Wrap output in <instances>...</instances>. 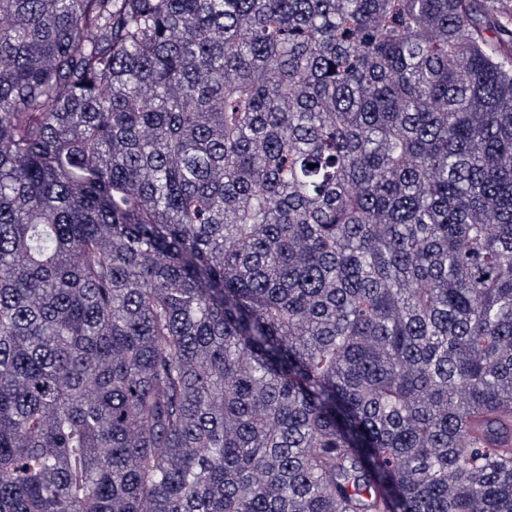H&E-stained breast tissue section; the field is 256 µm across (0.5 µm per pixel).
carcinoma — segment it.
<instances>
[{
    "instance_id": "1",
    "label": "carcinoma",
    "mask_w": 512,
    "mask_h": 512,
    "mask_svg": "<svg viewBox=\"0 0 512 512\" xmlns=\"http://www.w3.org/2000/svg\"><path fill=\"white\" fill-rule=\"evenodd\" d=\"M505 17L0 0V512H512Z\"/></svg>"
}]
</instances>
